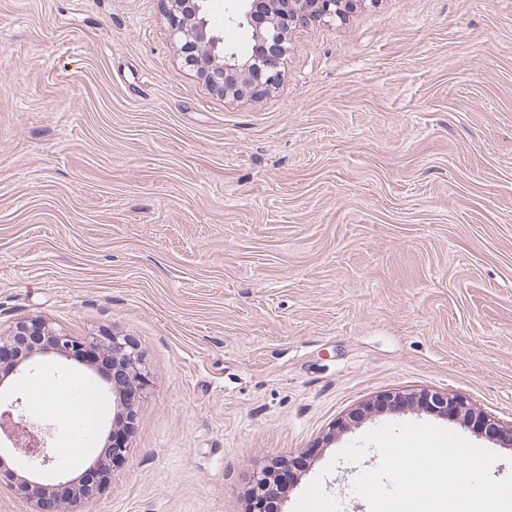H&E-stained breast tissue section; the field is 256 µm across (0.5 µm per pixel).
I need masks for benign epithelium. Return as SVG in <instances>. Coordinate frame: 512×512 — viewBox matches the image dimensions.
Listing matches in <instances>:
<instances>
[{"mask_svg":"<svg viewBox=\"0 0 512 512\" xmlns=\"http://www.w3.org/2000/svg\"><path fill=\"white\" fill-rule=\"evenodd\" d=\"M168 27L181 43L188 61L196 67L209 89L224 98H257L280 85L281 60L286 52L285 34L297 26L342 20L365 0H243L245 7L235 15L237 25L252 30L255 48L240 55L224 46V38L208 27L205 0H165ZM96 343L54 330L43 321L23 320L14 324L0 354L11 347L18 350L10 370L18 371L37 356H58L81 363L84 351ZM112 356V388L142 392L147 381L136 371L138 354L129 341L112 338L106 349ZM416 404L430 412L461 419L474 431L502 437L504 429L494 420L477 413L463 398L439 392H423ZM7 449L25 461L28 475L15 470L3 478L33 499L34 512H59L56 488L39 481L40 469L53 461L46 428L29 420L19 402L0 404V438Z\"/></svg>","mask_w":512,"mask_h":512,"instance_id":"1","label":"benign epithelium"}]
</instances>
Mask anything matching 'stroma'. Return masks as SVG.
<instances>
[{"mask_svg": "<svg viewBox=\"0 0 512 512\" xmlns=\"http://www.w3.org/2000/svg\"><path fill=\"white\" fill-rule=\"evenodd\" d=\"M236 0H207L227 46ZM280 86L212 93L164 0H0V338L42 319L131 341L149 384L107 481L63 512H250L276 461L303 458L340 512L387 423L512 443L388 394L448 392L512 429V0H369L288 32ZM95 369L46 358L71 401ZM94 431L35 408L61 470L104 459ZM90 446L75 464L72 448Z\"/></svg>", "mask_w": 512, "mask_h": 512, "instance_id": "35a3bbf8", "label": "stroma"}]
</instances>
